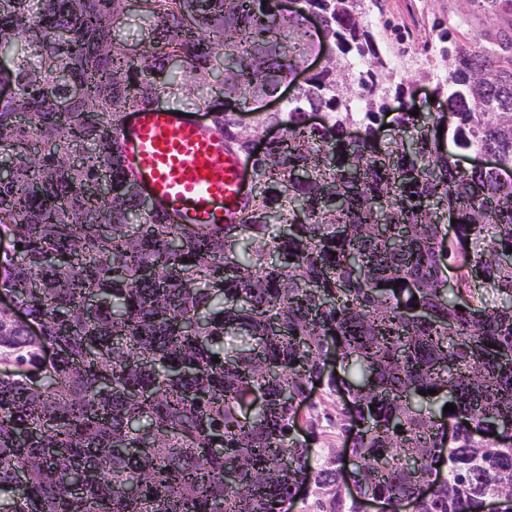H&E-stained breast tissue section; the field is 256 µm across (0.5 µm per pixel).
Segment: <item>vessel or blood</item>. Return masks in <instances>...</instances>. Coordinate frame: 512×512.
Returning <instances> with one entry per match:
<instances>
[{"instance_id":"1","label":"vessel or blood","mask_w":512,"mask_h":512,"mask_svg":"<svg viewBox=\"0 0 512 512\" xmlns=\"http://www.w3.org/2000/svg\"><path fill=\"white\" fill-rule=\"evenodd\" d=\"M115 136L127 173L169 223H241L252 189L249 164L198 113L148 106L130 113Z\"/></svg>"}]
</instances>
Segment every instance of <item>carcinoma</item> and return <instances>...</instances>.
<instances>
[{
  "mask_svg": "<svg viewBox=\"0 0 512 512\" xmlns=\"http://www.w3.org/2000/svg\"><path fill=\"white\" fill-rule=\"evenodd\" d=\"M375 6L0 0V85L14 88L0 98V297L21 315L0 313L3 512H282L304 478L305 512H364L374 495L413 512L512 500V440L470 428L512 426V38L477 48L448 25L423 72L444 111L414 117L413 79L391 65L405 52L379 40ZM130 14L163 53L117 34ZM287 48L325 65L239 127L236 109L292 74ZM191 96L255 173L241 224L173 226L124 172L123 114ZM314 107L320 131L303 121ZM268 122L284 135L249 152ZM465 152L502 168L461 169ZM226 336L241 347L224 351ZM316 378L333 413L302 439L290 402ZM353 430L349 450L319 437Z\"/></svg>",
  "mask_w": 512,
  "mask_h": 512,
  "instance_id": "1",
  "label": "carcinoma"
}]
</instances>
